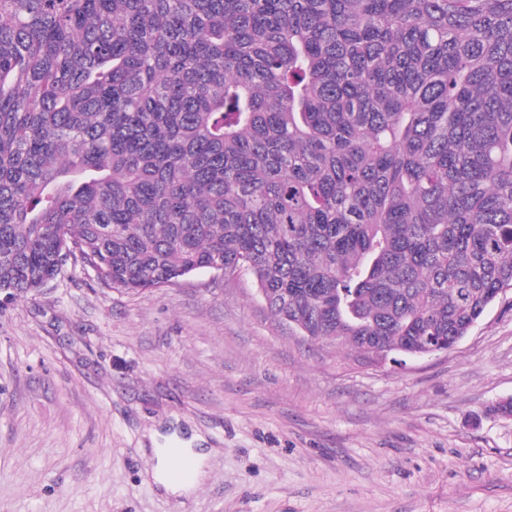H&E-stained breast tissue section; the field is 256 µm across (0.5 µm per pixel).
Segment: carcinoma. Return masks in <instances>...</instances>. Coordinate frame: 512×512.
<instances>
[{
  "mask_svg": "<svg viewBox=\"0 0 512 512\" xmlns=\"http://www.w3.org/2000/svg\"><path fill=\"white\" fill-rule=\"evenodd\" d=\"M224 264L312 343L512 289V0H0V290Z\"/></svg>",
  "mask_w": 512,
  "mask_h": 512,
  "instance_id": "carcinoma-1",
  "label": "carcinoma"
}]
</instances>
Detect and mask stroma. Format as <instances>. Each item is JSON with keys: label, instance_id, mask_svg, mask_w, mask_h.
I'll return each instance as SVG.
<instances>
[{"label": "stroma", "instance_id": "1", "mask_svg": "<svg viewBox=\"0 0 512 512\" xmlns=\"http://www.w3.org/2000/svg\"><path fill=\"white\" fill-rule=\"evenodd\" d=\"M512 289L453 349L310 346L250 275L139 293L68 260L0 308V512H512ZM203 438V479L154 480ZM170 463L171 460L167 455V448H164L158 454V463L154 468V475L155 478L166 487V489L172 490L173 492L180 490L186 491L188 487L193 486L198 481L199 473L196 470H193V477L190 482H171L167 480L165 477V471L169 467Z\"/></svg>", "mask_w": 512, "mask_h": 512}]
</instances>
